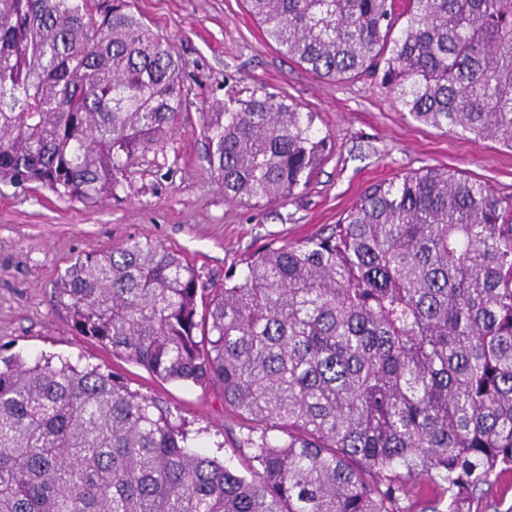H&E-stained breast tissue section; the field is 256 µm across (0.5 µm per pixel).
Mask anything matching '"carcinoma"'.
<instances>
[{"instance_id": "obj_1", "label": "carcinoma", "mask_w": 512, "mask_h": 512, "mask_svg": "<svg viewBox=\"0 0 512 512\" xmlns=\"http://www.w3.org/2000/svg\"><path fill=\"white\" fill-rule=\"evenodd\" d=\"M316 76L368 73L420 123L512 150V0H245ZM185 98L130 0H0V181L96 204L163 146ZM314 113L252 92L208 113L248 206L307 187ZM72 328L162 381L217 389L251 477L99 366L0 357V512H471L512 472V200L448 167L368 187L331 233L255 251L205 289L130 238L54 285Z\"/></svg>"}]
</instances>
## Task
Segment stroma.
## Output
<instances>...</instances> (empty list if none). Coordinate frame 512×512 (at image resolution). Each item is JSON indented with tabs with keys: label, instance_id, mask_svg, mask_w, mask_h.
<instances>
[{
	"label": "stroma",
	"instance_id": "1",
	"mask_svg": "<svg viewBox=\"0 0 512 512\" xmlns=\"http://www.w3.org/2000/svg\"><path fill=\"white\" fill-rule=\"evenodd\" d=\"M132 9L173 48L185 106L164 147L140 158L115 198L88 206L33 184L0 182V353L115 371L167 405L189 444L242 470L244 430L217 391L159 381L77 335L53 302L58 276L76 257L135 237L182 253L215 288L242 272L254 251L327 231L370 185L425 166L458 169L512 198V151L414 121L378 78H319L268 43L245 0H132ZM257 89L314 113L335 152L306 188L251 207L225 198L204 126L216 106Z\"/></svg>",
	"mask_w": 512,
	"mask_h": 512
}]
</instances>
